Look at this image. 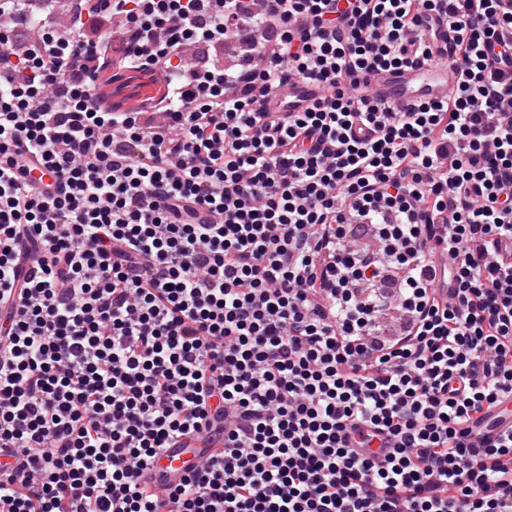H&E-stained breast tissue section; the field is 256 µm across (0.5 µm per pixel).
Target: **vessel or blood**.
Instances as JSON below:
<instances>
[{
    "mask_svg": "<svg viewBox=\"0 0 512 512\" xmlns=\"http://www.w3.org/2000/svg\"><path fill=\"white\" fill-rule=\"evenodd\" d=\"M366 80L373 96L381 103L408 108L418 102L447 97L457 80L449 54L443 53L425 64L404 69L367 74ZM323 94L321 87L301 79H293L283 86L269 104L285 112H299ZM197 455L185 448H171L157 461L150 463L141 481L151 485L178 482L196 463Z\"/></svg>",
    "mask_w": 512,
    "mask_h": 512,
    "instance_id": "vessel-or-blood-1",
    "label": "vessel or blood"
}]
</instances>
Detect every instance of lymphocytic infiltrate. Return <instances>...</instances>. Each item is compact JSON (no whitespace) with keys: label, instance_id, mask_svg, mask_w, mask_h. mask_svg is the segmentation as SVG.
<instances>
[{"label":"lymphocytic infiltrate","instance_id":"1","mask_svg":"<svg viewBox=\"0 0 512 512\" xmlns=\"http://www.w3.org/2000/svg\"><path fill=\"white\" fill-rule=\"evenodd\" d=\"M105 14L163 125L99 95ZM443 27L447 98L361 86ZM293 78L324 96L267 111ZM510 399L512 0H75L0 42V512H512ZM197 455L185 448H169L157 461L150 463L140 478L141 483L165 485L178 482L196 463Z\"/></svg>","mask_w":512,"mask_h":512}]
</instances>
